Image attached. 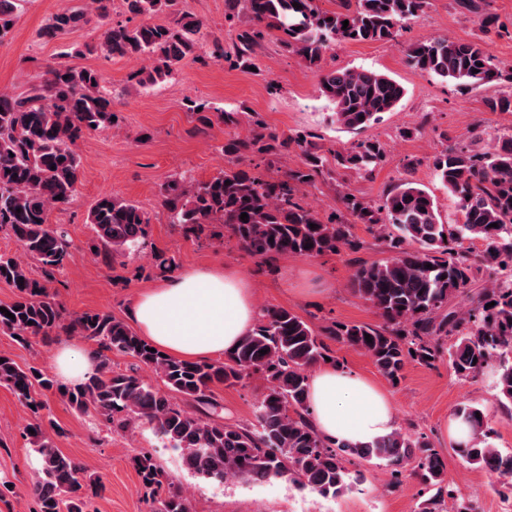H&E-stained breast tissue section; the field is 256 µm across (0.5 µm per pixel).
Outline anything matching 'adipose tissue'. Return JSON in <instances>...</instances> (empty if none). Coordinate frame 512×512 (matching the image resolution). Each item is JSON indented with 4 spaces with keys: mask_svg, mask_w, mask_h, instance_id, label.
Returning a JSON list of instances; mask_svg holds the SVG:
<instances>
[{
    "mask_svg": "<svg viewBox=\"0 0 512 512\" xmlns=\"http://www.w3.org/2000/svg\"><path fill=\"white\" fill-rule=\"evenodd\" d=\"M259 308L253 287L228 265L197 269L140 292L130 317L141 336L179 360H208L233 350L254 325ZM53 368L65 384L76 385L95 372L93 348L60 344ZM311 413L318 432L333 442L369 444L389 434L396 415L389 396L376 384L338 365L314 369Z\"/></svg>",
    "mask_w": 512,
    "mask_h": 512,
    "instance_id": "obj_1",
    "label": "adipose tissue"
}]
</instances>
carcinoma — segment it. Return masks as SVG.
<instances>
[{
  "mask_svg": "<svg viewBox=\"0 0 512 512\" xmlns=\"http://www.w3.org/2000/svg\"><path fill=\"white\" fill-rule=\"evenodd\" d=\"M20 2L0 0V37L13 28ZM456 2L482 27L495 24L490 0ZM428 5L429 0H338V10L323 11L316 0H225L229 24L244 16L249 20L228 51L203 21L179 9V0H124L128 18L105 30L100 50L108 58L147 57L150 65L132 78L149 87L197 62L196 51L204 43L210 44L214 61L248 71L256 66L262 42L273 38L318 75L319 91L333 106V121L357 135L393 111L405 89L374 70L327 69V51L336 42L394 41ZM110 9L111 0H90L88 13L64 9L39 37L73 34L88 22V14L105 20ZM161 14L170 21L154 22ZM407 61L417 71L454 80L466 90L512 85V71H503L477 40L418 41L408 47ZM103 82L96 69L59 65L29 96L0 92V232L18 246L16 253L0 252V282L13 288L12 300L0 307L14 315L11 319L0 312V335L22 346L38 337L77 336L98 355L96 372L82 385L66 387L49 371L21 366L0 354V385L33 414L28 428L34 433L25 436L41 462L32 482L34 512H87L90 500L103 489L99 477L86 473L46 433L42 395L51 391L111 431L125 432L139 422L152 425L181 452L190 470L219 484L229 478L286 477L301 489L338 498L364 482L361 472L347 469L346 456L382 461L392 487L401 482L404 462L412 460L424 495L418 512H448L450 501L456 504L453 512H470L427 437L396 428L363 448L324 438L312 421L309 380L325 358L337 362L329 345L334 341L368 356L394 386L409 363L431 368L446 359L465 380L495 365L498 401L512 406V134L494 138L487 148L478 129L449 144L445 136L432 155L435 175L457 199L460 224L442 223L434 197L408 178L379 204L346 193L343 203L350 219H325L303 204L304 187L314 185L331 164L372 175L385 160L380 141L359 139L328 157L319 152L311 133L280 136L255 112L210 115L206 104L190 102L187 111L200 124L199 131L224 126L222 151L230 162L297 149L300 164L266 177L239 167L206 180L170 176L163 206L169 223L185 237H231L248 254L272 263L283 256L355 252L363 243L352 228L362 224L393 256L359 266L350 280V289L370 304L379 323L332 321L316 328L291 310L264 307L234 351L216 361L188 362L151 351L147 339L108 311L67 316L49 292L70 257L67 233L51 223V216L74 195L80 169L75 145L93 132L119 126L112 120L116 113L102 91ZM484 105L491 112H512V93L489 97ZM244 124L248 131L243 135L239 128ZM243 213L248 218L240 219ZM150 221L141 207L110 194L100 196L87 216L114 260L147 246ZM467 240L481 241L483 249L472 252ZM32 262L40 274L32 272ZM114 354L134 360L132 367H112ZM142 366L157 384L138 375ZM250 375L265 382L256 423L224 422L212 385L232 386ZM454 415L472 431L468 443L454 445L462 465L489 472L497 491L512 495V450L492 442L487 414L463 405ZM131 464L141 479L148 512H193L189 497L166 479L150 452L134 454Z\"/></svg>",
  "mask_w": 512,
  "mask_h": 512,
  "instance_id": "obj_1",
  "label": "carcinoma"
}]
</instances>
